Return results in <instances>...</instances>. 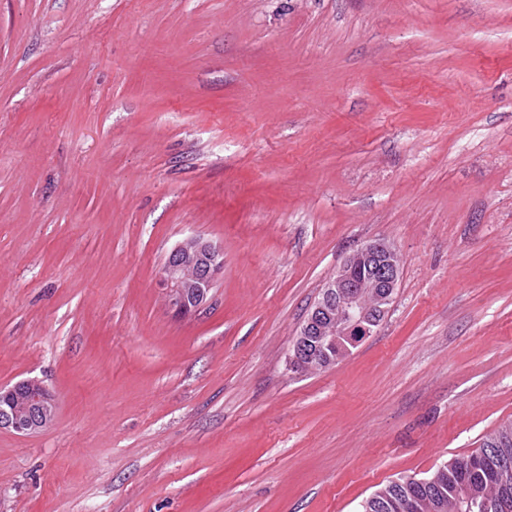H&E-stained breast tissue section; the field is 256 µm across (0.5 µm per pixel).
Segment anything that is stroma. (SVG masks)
<instances>
[{"instance_id":"obj_1","label":"stroma","mask_w":512,"mask_h":512,"mask_svg":"<svg viewBox=\"0 0 512 512\" xmlns=\"http://www.w3.org/2000/svg\"><path fill=\"white\" fill-rule=\"evenodd\" d=\"M198 234L209 307L157 286ZM402 259L335 366L341 261ZM0 512H360L512 421V0H0ZM180 246L203 252L206 256V264L192 269L188 275L177 248H174L171 260L165 264L159 276L168 308L177 314H186L199 311L210 300L214 270L223 266L224 254L217 245L198 234L186 237ZM400 275L399 253L384 240L367 242L348 254L308 310L293 340L289 369L302 373L303 368L321 361L334 344L330 360H324L325 369L350 354L356 343L370 336L389 313ZM368 281L381 288L378 303L373 306L366 304L357 290L363 288L369 295L372 289L365 288ZM354 331L363 336H349ZM340 337L343 338L336 343ZM30 383V388L21 397L16 392V384L0 386V430L29 436L41 427L42 420L37 408L44 405L43 393L47 386L34 380ZM18 399L24 402L23 409L16 405Z\"/></svg>"}]
</instances>
